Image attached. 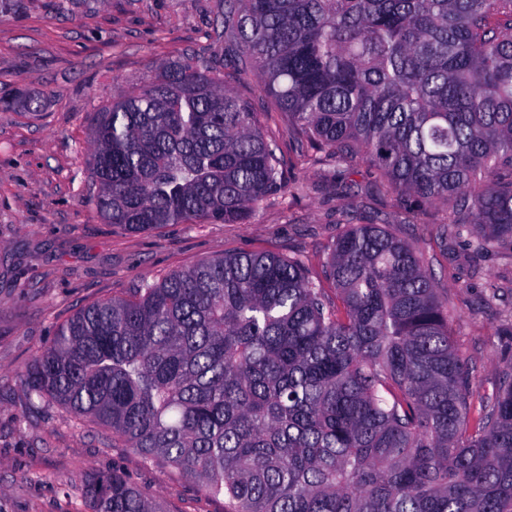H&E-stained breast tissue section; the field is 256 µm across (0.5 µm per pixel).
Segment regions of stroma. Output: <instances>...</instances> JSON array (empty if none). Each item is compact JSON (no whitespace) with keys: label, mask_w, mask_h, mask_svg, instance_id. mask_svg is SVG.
Here are the masks:
<instances>
[{"label":"stroma","mask_w":512,"mask_h":512,"mask_svg":"<svg viewBox=\"0 0 512 512\" xmlns=\"http://www.w3.org/2000/svg\"><path fill=\"white\" fill-rule=\"evenodd\" d=\"M218 0H0V512H87L80 486L58 480L122 473L166 512H224L200 482L112 438L34 406L18 375L83 308L127 296L204 257L238 252L298 255L313 273L351 224H385L424 254L448 301L458 354L476 374L473 411L490 403L512 361V252L440 244L442 208L416 213L373 189L360 164L358 191L326 189L319 167L304 189L248 224H168L130 232L107 224L93 202L87 126L122 90L152 80L178 56L226 61L213 33Z\"/></svg>","instance_id":"1"}]
</instances>
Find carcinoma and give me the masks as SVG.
Segmentation results:
<instances>
[{
  "label": "carcinoma",
  "instance_id": "carcinoma-1",
  "mask_svg": "<svg viewBox=\"0 0 512 512\" xmlns=\"http://www.w3.org/2000/svg\"><path fill=\"white\" fill-rule=\"evenodd\" d=\"M233 58L173 60L93 114L94 204L128 231L244 224L321 166L449 211L440 237L512 249V0H220ZM255 73L292 156L228 84ZM299 258H202L94 303L19 369L33 403L93 421L228 512H512V362L474 375L427 264L384 224ZM90 512H162L119 473Z\"/></svg>",
  "mask_w": 512,
  "mask_h": 512
}]
</instances>
